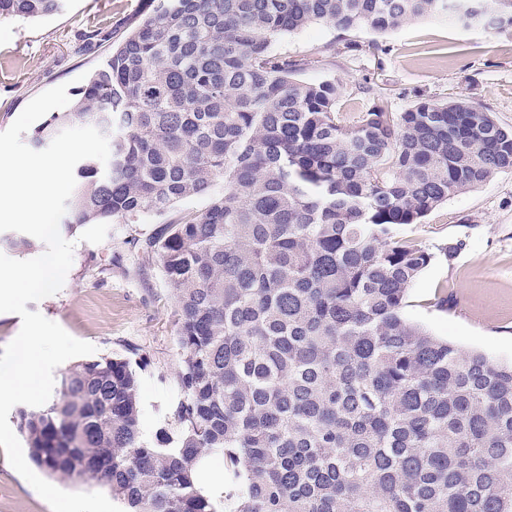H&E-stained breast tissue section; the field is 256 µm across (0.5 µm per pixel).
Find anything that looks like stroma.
<instances>
[{
  "instance_id": "stroma-1",
  "label": "stroma",
  "mask_w": 512,
  "mask_h": 512,
  "mask_svg": "<svg viewBox=\"0 0 512 512\" xmlns=\"http://www.w3.org/2000/svg\"><path fill=\"white\" fill-rule=\"evenodd\" d=\"M146 7L147 0H64L63 10L50 17L0 20V132L40 93L62 84L78 88L104 63L108 43L87 47L85 33L102 27L121 37ZM274 48L309 58L304 80H335L342 92L339 107L350 121L368 104L358 87L369 81L392 112L420 97L463 98L512 126L507 33L433 19L386 34L318 23ZM160 223L146 216L136 224H86L65 233L74 244L67 280L58 293L27 305L93 344L96 356L130 360L140 380L141 428L151 441L171 421L182 358L172 288L158 259L145 258L133 245ZM405 232L430 249L451 239L462 243L453 259H436L416 280L409 318L462 349L511 360L512 172L451 197ZM442 285L447 309L426 308ZM0 512H51L1 448Z\"/></svg>"
}]
</instances>
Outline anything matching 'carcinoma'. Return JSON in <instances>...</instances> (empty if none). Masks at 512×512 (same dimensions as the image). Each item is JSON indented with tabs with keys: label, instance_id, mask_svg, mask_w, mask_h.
<instances>
[{
	"label": "carcinoma",
	"instance_id": "cac0c4a2",
	"mask_svg": "<svg viewBox=\"0 0 512 512\" xmlns=\"http://www.w3.org/2000/svg\"><path fill=\"white\" fill-rule=\"evenodd\" d=\"M63 0H0L37 19ZM434 17L512 32V0H159L32 137L105 127L60 221L135 224L224 192L133 244L159 260L182 350L172 431L150 442L130 361H79L19 413L33 464L91 479L122 512H512V361L406 316L438 257L398 233L512 170V127L465 99L375 101L272 49L315 23L395 31ZM224 457V496L203 489Z\"/></svg>",
	"mask_w": 512,
	"mask_h": 512
}]
</instances>
